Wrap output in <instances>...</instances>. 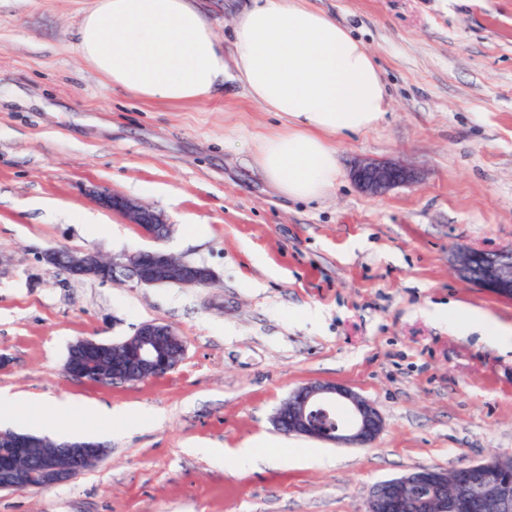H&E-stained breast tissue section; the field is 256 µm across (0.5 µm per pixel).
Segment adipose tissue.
Wrapping results in <instances>:
<instances>
[{
	"label": "adipose tissue",
	"mask_w": 512,
	"mask_h": 512,
	"mask_svg": "<svg viewBox=\"0 0 512 512\" xmlns=\"http://www.w3.org/2000/svg\"><path fill=\"white\" fill-rule=\"evenodd\" d=\"M233 52L193 0H95L77 29V48L113 88L180 106L213 97L233 77L249 99L278 118L254 139V161L278 192L318 200L341 171L337 137L379 125L388 106L373 55L350 32L304 0H252L234 19ZM437 318L512 346V326L468 306L435 308ZM105 404L69 398L32 401L0 391V422L38 415L62 421V433L94 435L111 416Z\"/></svg>",
	"instance_id": "1"
}]
</instances>
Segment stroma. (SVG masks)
I'll use <instances>...</instances> for the list:
<instances>
[{
    "mask_svg": "<svg viewBox=\"0 0 512 512\" xmlns=\"http://www.w3.org/2000/svg\"><path fill=\"white\" fill-rule=\"evenodd\" d=\"M93 2L0 0V389L150 407L162 420L107 422L102 461L45 490L2 491L0 512H365L381 481L512 455V351L432 315L457 302L512 323V301L453 266L461 248L512 247V0H307L372 53L390 97L377 127L337 138L343 177L310 202L258 170L253 138L277 119L239 82L178 107L108 85L76 48ZM362 162L414 179L372 195L352 178ZM103 190L163 215L162 249L208 266L214 282L46 270L50 247L151 248L96 202ZM148 321L186 342L164 378L65 373L78 339L120 342ZM312 382L370 400L383 418L376 441L278 431L276 410ZM261 439L273 443L266 461L232 464ZM313 449L321 461L288 460Z\"/></svg>",
    "mask_w": 512,
    "mask_h": 512,
    "instance_id": "stroma-1",
    "label": "stroma"
}]
</instances>
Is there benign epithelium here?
Instances as JSON below:
<instances>
[{"label":"benign epithelium","mask_w":512,"mask_h":512,"mask_svg":"<svg viewBox=\"0 0 512 512\" xmlns=\"http://www.w3.org/2000/svg\"><path fill=\"white\" fill-rule=\"evenodd\" d=\"M354 179L360 188L381 194L412 179L396 163H365ZM102 206L127 217L140 234L162 241L169 224L152 210L124 196L93 192ZM43 264L74 280L112 281L127 275L139 284L208 286L214 272L202 264L177 259L161 249L138 250L105 258L95 250L73 252L51 247L41 254ZM458 275L468 284L500 299L512 300V248L467 249L454 255ZM186 344L169 325L141 324L133 336L118 343L83 338L71 344L64 364L72 378L102 384L143 381L167 375L182 360ZM274 423L284 434H297L354 447L372 444L383 428L378 410L346 386L310 383L295 389L280 407ZM43 439L14 430H0V492L46 489L66 483L89 464L98 463L108 448L98 442L54 441L44 454L32 448ZM512 512V455H495L465 463L455 470L453 487L448 472L426 468L375 485L366 512Z\"/></svg>","instance_id":"obj_1"}]
</instances>
